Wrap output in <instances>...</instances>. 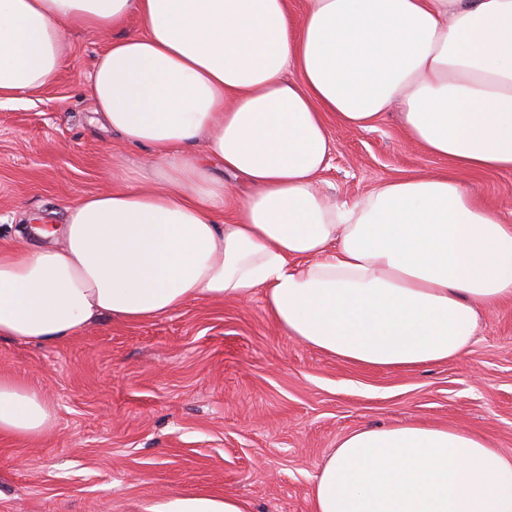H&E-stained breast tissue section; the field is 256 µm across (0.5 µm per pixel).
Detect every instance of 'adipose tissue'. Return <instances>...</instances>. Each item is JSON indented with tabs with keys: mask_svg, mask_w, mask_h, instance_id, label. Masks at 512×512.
I'll return each instance as SVG.
<instances>
[{
	"mask_svg": "<svg viewBox=\"0 0 512 512\" xmlns=\"http://www.w3.org/2000/svg\"><path fill=\"white\" fill-rule=\"evenodd\" d=\"M112 40L89 81L97 113L147 148L108 186L0 251V338L51 344L102 319L262 295L289 337L353 364L410 369L465 353L512 300V221L458 171H512V0H0V98L62 65L70 27ZM404 132L445 163L336 206L316 183L326 119ZM203 152H195L197 143ZM45 394L0 373V434L42 435ZM312 512H512V456L491 436L416 423L344 435ZM147 512H252L175 494Z\"/></svg>",
	"mask_w": 512,
	"mask_h": 512,
	"instance_id": "obj_1",
	"label": "adipose tissue"
}]
</instances>
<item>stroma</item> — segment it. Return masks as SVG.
<instances>
[{
	"mask_svg": "<svg viewBox=\"0 0 512 512\" xmlns=\"http://www.w3.org/2000/svg\"><path fill=\"white\" fill-rule=\"evenodd\" d=\"M72 28L58 75L0 102V248L21 225L136 179L144 150L98 122L88 91L109 40ZM322 193L336 203L440 163L400 130L331 125ZM479 201L512 219V172L464 171ZM0 373L54 408L38 439L0 435V512H146L174 493L246 499L253 512H310L320 464L343 435L419 422L493 436L512 454V302L486 313L469 350L415 369L354 366L287 336L261 297L191 301L161 318L108 319L39 345L0 340Z\"/></svg>",
	"mask_w": 512,
	"mask_h": 512,
	"instance_id": "stroma-1",
	"label": "stroma"
}]
</instances>
